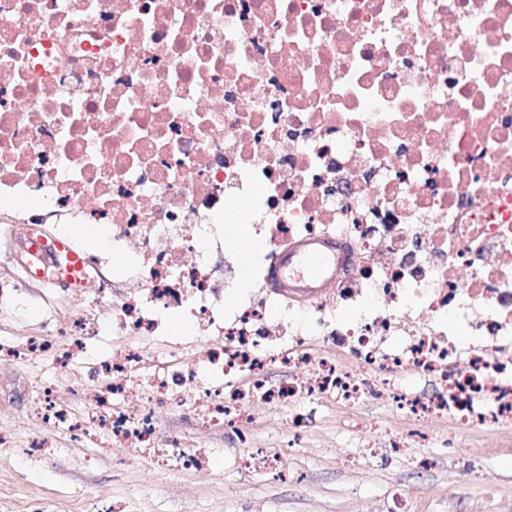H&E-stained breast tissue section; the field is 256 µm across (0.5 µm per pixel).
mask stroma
<instances>
[{"label":"stroma","instance_id":"stroma-1","mask_svg":"<svg viewBox=\"0 0 512 512\" xmlns=\"http://www.w3.org/2000/svg\"><path fill=\"white\" fill-rule=\"evenodd\" d=\"M270 247L255 230L224 236V288L231 308L264 289L243 286L257 277ZM134 276L116 279L110 297L90 289L49 288L25 281L11 308L0 313V343L20 342L56 318L92 313L86 352L60 365L45 353L0 362V512H512V425L467 428L448 416L417 424L384 400L351 410L333 400H303L300 447L288 445L285 404L253 401L247 408V444L223 424L199 425L201 402L156 408L159 445L153 452L110 443L107 433L82 435L40 419L36 389L53 384L74 411L86 413L103 379L95 362L125 344L113 335V308L137 294ZM169 321L151 336L135 337L143 376L163 373L172 358L191 362L210 345L195 326L175 331ZM421 430L425 441L388 448L397 435ZM48 448L30 452L32 440ZM277 457L287 477L274 478L255 458Z\"/></svg>","mask_w":512,"mask_h":512}]
</instances>
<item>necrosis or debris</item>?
Here are the masks:
<instances>
[{"label": "necrosis or debris", "mask_w": 512, "mask_h": 512, "mask_svg": "<svg viewBox=\"0 0 512 512\" xmlns=\"http://www.w3.org/2000/svg\"><path fill=\"white\" fill-rule=\"evenodd\" d=\"M0 222L98 225L148 291L113 335L158 331L162 307L214 337L153 386L176 402L224 376L203 418L239 439L254 398L511 422L512 0H0ZM217 224L347 246L315 326L267 296L214 304ZM277 362L311 374L269 386ZM140 364L114 350L93 403L113 440L149 447V411L126 408Z\"/></svg>", "instance_id": "1"}]
</instances>
